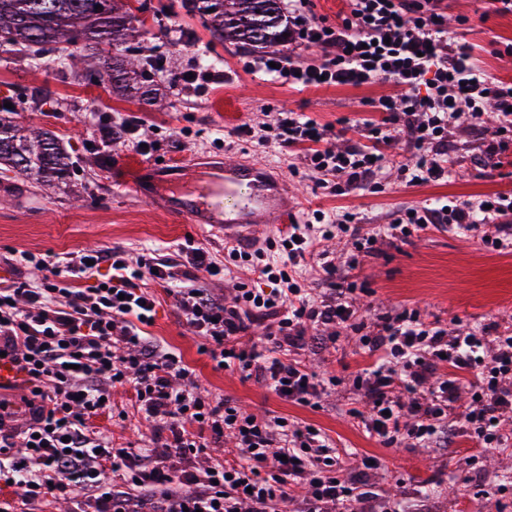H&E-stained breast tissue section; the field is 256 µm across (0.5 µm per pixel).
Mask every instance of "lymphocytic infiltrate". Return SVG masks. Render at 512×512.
Here are the masks:
<instances>
[{"label":"lymphocytic infiltrate","mask_w":512,"mask_h":512,"mask_svg":"<svg viewBox=\"0 0 512 512\" xmlns=\"http://www.w3.org/2000/svg\"><path fill=\"white\" fill-rule=\"evenodd\" d=\"M307 3L288 0L289 39L320 48L321 60L276 54L260 60V70L292 88L357 89L379 81L393 88L377 102L381 121L364 122L357 138L339 147L331 144L332 124L300 112L272 113L259 144L298 149L319 187L336 196L365 186L383 192L384 149L400 139L415 152L400 168L409 186L447 181L453 133L476 137L490 165L512 148V83L479 69L470 46L451 41L443 0H347L333 25L308 12ZM335 219L359 254L438 224L481 230L486 249L512 250L511 192L405 207L371 233L353 212L337 211ZM278 243L284 260L263 265L267 287L241 283L223 296L201 287L174 292L177 311L203 340L202 354L284 401L314 408L338 380L317 377L302 357L349 329L368 360L354 381L362 405L350 414L368 438L429 448L454 422L483 449L512 446L511 335L487 324L460 334L415 311L366 330L352 303L354 287L336 285V257L313 251L309 225H289ZM312 251L331 287L320 297L296 277ZM23 259L42 270L40 282L0 281V353L28 389L25 422H17L13 402L0 399V478L22 501L91 490L99 494L98 512H132L133 497L116 488L119 474L127 485L161 488L156 512H274L280 504L289 512H377L375 495L337 482L336 445L322 429L285 416L263 419L213 396L180 354L155 343L147 331L156 308L149 286L172 282L177 262H132L112 249ZM102 265L110 270L103 282L95 278ZM256 328L266 347H240L239 336ZM118 386L129 388L139 416L165 429V455L113 447L109 432L95 427V419L111 417ZM227 435L236 441V457L171 472L169 458L188 463ZM15 448L25 457H13Z\"/></svg>","instance_id":"f902f5d3"}]
</instances>
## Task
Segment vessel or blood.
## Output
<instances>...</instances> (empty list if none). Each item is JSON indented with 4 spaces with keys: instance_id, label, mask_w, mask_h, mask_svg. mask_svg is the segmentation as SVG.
<instances>
[{
    "instance_id": "obj_1",
    "label": "vessel or blood",
    "mask_w": 512,
    "mask_h": 512,
    "mask_svg": "<svg viewBox=\"0 0 512 512\" xmlns=\"http://www.w3.org/2000/svg\"><path fill=\"white\" fill-rule=\"evenodd\" d=\"M150 183L113 177L115 191L135 190L162 211L187 224L225 236L251 235L254 225L281 224L288 219L284 179L271 175L262 163L238 159H195L151 170Z\"/></svg>"
}]
</instances>
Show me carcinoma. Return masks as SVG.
I'll list each match as a JSON object with an SVG mask.
<instances>
[{"mask_svg": "<svg viewBox=\"0 0 512 512\" xmlns=\"http://www.w3.org/2000/svg\"><path fill=\"white\" fill-rule=\"evenodd\" d=\"M187 14L199 16L211 36L249 46L275 49L286 41L288 19L281 0H181ZM144 21L130 0H0V47H36L56 52L82 73H112V84L123 79L142 82L161 71L163 59L147 56L136 46ZM112 47V55H79L69 50L79 42ZM0 100V167L5 172L43 175L45 182L70 175L69 159L46 131H25L13 124Z\"/></svg>", "mask_w": 512, "mask_h": 512, "instance_id": "cac0c4a2", "label": "carcinoma"}]
</instances>
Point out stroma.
Masks as SVG:
<instances>
[{"label":"stroma","instance_id":"1","mask_svg":"<svg viewBox=\"0 0 512 512\" xmlns=\"http://www.w3.org/2000/svg\"><path fill=\"white\" fill-rule=\"evenodd\" d=\"M149 2L152 10L165 7L168 17L160 26L154 23L152 10L145 13L140 46L143 52L174 63L172 74L156 76L151 106L113 96L108 78L87 81L62 68L53 54H43L36 62L23 50L0 51V98L11 95L24 102L14 114L16 123L52 131L72 161L69 179L51 188L24 175L0 173V277L39 279L37 270L20 262L23 252L61 256L110 248L148 260L177 256L190 242L203 245L217 262L225 263L223 278L179 268L173 283L155 286L156 315L149 328L152 336L181 353L202 387L248 412L288 416L321 428L337 443L343 480L359 476L363 457L377 458L380 467L372 473L371 489L390 504L406 506L408 512L423 498L436 512H512V447L484 453L465 437L445 448H414L406 442L386 447L364 436L348 413L356 397L352 380L364 365L355 343L310 357L313 371L342 380L315 408L286 402L255 379L216 368L201 354L200 339L176 310L174 288L196 285L220 294L239 281L260 288L263 280L247 263L227 259L223 236L178 222L133 192L117 195L112 189V170L117 166L146 173L160 161L175 165L225 154L278 167L289 201L298 208V223H305L314 210L332 214L345 207L357 213L366 229L376 230L402 206L476 201L510 191L512 164H480L475 145L459 144L450 153L452 174L445 183L408 186L392 177L379 194H326L308 170L298 169L295 150L259 145L247 127L264 123L268 107L303 112L338 129L364 119L376 121L381 114L374 104L387 93V86L289 89L251 69L260 50L213 39L199 17L186 14L180 0ZM446 2L452 36L473 46L479 66L512 82V56L503 53L512 43V15L496 14L490 0ZM461 16L468 17V25H457ZM204 47L223 58V67L185 83V72L194 68ZM132 118L141 123L138 137L149 143L147 152L131 144H102L101 128L116 129ZM347 277L360 290L358 305L365 319L415 309L425 319L452 328L495 322L500 331L512 333V253L484 248L476 233L434 229L394 241L379 252L359 256ZM112 402L115 410L130 416L126 422L108 421L115 442L131 440L158 448L161 434L153 422L135 417L129 393L114 389Z\"/></svg>","mask_w":512,"mask_h":512}]
</instances>
